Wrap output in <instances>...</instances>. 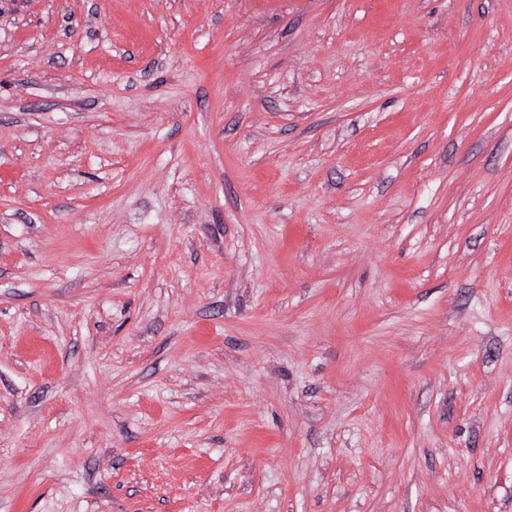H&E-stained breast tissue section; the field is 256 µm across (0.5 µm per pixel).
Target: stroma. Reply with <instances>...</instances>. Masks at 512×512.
I'll return each mask as SVG.
<instances>
[{
    "label": "stroma",
    "mask_w": 512,
    "mask_h": 512,
    "mask_svg": "<svg viewBox=\"0 0 512 512\" xmlns=\"http://www.w3.org/2000/svg\"><path fill=\"white\" fill-rule=\"evenodd\" d=\"M0 512H512V0H0Z\"/></svg>",
    "instance_id": "1"
}]
</instances>
